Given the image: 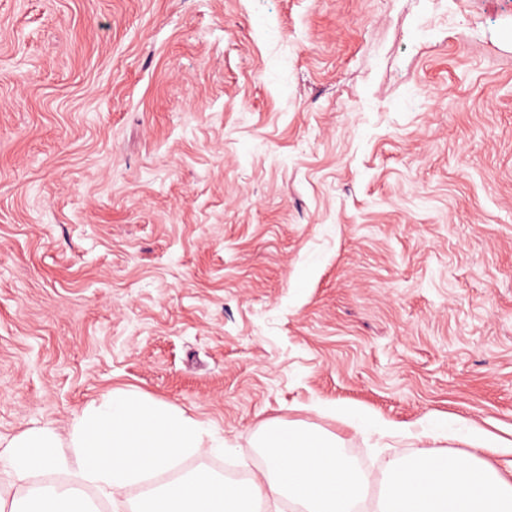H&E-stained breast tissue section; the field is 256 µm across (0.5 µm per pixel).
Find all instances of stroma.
<instances>
[{"instance_id":"35a3bbf8","label":"stroma","mask_w":512,"mask_h":512,"mask_svg":"<svg viewBox=\"0 0 512 512\" xmlns=\"http://www.w3.org/2000/svg\"><path fill=\"white\" fill-rule=\"evenodd\" d=\"M119 388L512 440V0H0V441Z\"/></svg>"}]
</instances>
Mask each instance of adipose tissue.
Returning <instances> with one entry per match:
<instances>
[{"label":"adipose tissue","instance_id":"adipose-tissue-1","mask_svg":"<svg viewBox=\"0 0 512 512\" xmlns=\"http://www.w3.org/2000/svg\"><path fill=\"white\" fill-rule=\"evenodd\" d=\"M421 434L435 443L459 441L469 450L460 457L423 450L391 459L380 479L377 512H512V467L486 459L512 451V445L464 420L431 421ZM27 501L28 512H84L77 489L66 485L33 489Z\"/></svg>","mask_w":512,"mask_h":512}]
</instances>
